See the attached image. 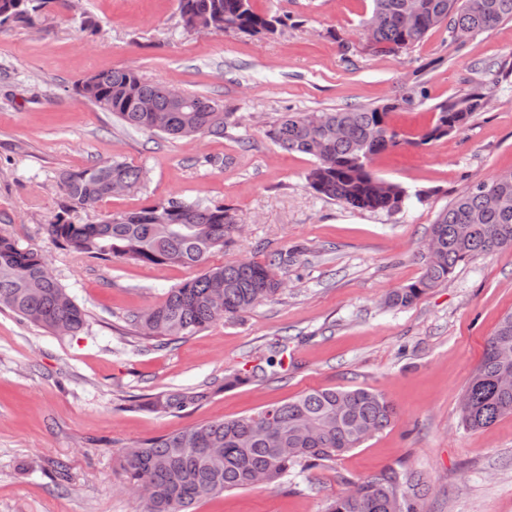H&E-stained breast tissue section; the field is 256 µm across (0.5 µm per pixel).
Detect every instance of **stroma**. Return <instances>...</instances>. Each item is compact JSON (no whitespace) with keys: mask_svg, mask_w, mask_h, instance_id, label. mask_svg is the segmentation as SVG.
<instances>
[{"mask_svg":"<svg viewBox=\"0 0 512 512\" xmlns=\"http://www.w3.org/2000/svg\"><path fill=\"white\" fill-rule=\"evenodd\" d=\"M252 4L287 16V27L273 36L192 32L177 0H75L50 6L35 26H0V235L41 253L87 319L61 335L0 311V512H140L138 496L120 487L121 449L330 387L382 392L396 409L390 426L326 466L224 492L194 512H325L352 482L388 467L423 476L424 512H512V415L479 430L460 415L486 342L512 311V248L460 263L412 306L384 303L421 275L419 253L452 199L512 170V74L464 128L413 143L434 105L467 93L484 70L512 65V21L463 43L440 27L382 55L362 35L369 0ZM111 69L207 96L232 119L220 137L126 128L74 91ZM417 85L425 100L390 115L405 143L370 164L408 191L400 213L314 193L305 182L312 158L267 135L283 113L371 107ZM116 157L140 168L141 181L72 221L171 197L232 206L242 231L214 263L291 251L283 293L166 347L138 337L131 314L196 269L106 262L61 249L46 232L65 203L63 175ZM280 344L278 374L252 377ZM231 372L251 379L223 388ZM174 388L213 395L177 416L127 402Z\"/></svg>","mask_w":512,"mask_h":512,"instance_id":"1","label":"stroma"}]
</instances>
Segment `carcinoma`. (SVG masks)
Masks as SVG:
<instances>
[{"instance_id":"cac0c4a2","label":"carcinoma","mask_w":512,"mask_h":512,"mask_svg":"<svg viewBox=\"0 0 512 512\" xmlns=\"http://www.w3.org/2000/svg\"><path fill=\"white\" fill-rule=\"evenodd\" d=\"M185 28L199 17L214 30L274 34L288 26L285 15L255 11L251 0H178ZM70 0H0V26L33 25L43 11ZM421 11L416 28L407 30L401 16L409 5ZM378 20L373 50L396 53L422 41L446 24L460 42L512 21V0H371L364 19ZM498 73L466 94L434 107L432 125L413 144L426 145L466 124L488 104ZM75 93L112 113L126 127L174 138L224 136L232 113L210 98L185 94L186 108L172 107L167 88L143 79L132 69L92 74L75 85ZM153 103L157 113L142 112L138 103ZM409 96L364 108L331 112H288L268 134L288 152L309 155L313 167L307 185L317 194L353 208L389 215L402 211L408 198L401 186L381 180L369 170L373 158L407 141L391 126L389 115L412 105ZM142 171L114 159L67 174L66 204L46 226L63 249L103 261L123 258L138 264L200 267L201 273L170 289L165 300L133 315L139 334L169 345L211 324L234 319L282 293L285 281L277 270L288 266L284 254L265 263L253 260L210 263L213 253L234 242L240 232L236 211L224 204L169 198L136 212L116 213L96 223L76 224L70 214L94 207L112 195L111 184L128 188ZM436 248L420 254L422 274L387 295L385 305L408 307L447 281L456 266L478 254L512 247V177L497 175L463 189L430 229ZM0 308L43 328L74 334L84 329L86 313L60 283L45 258L18 241L0 235ZM512 313L505 314L488 338L482 360L460 403L470 429L491 426L512 415ZM210 397L204 389H178L154 394L141 407L177 416ZM394 416L387 397L367 388L311 390L286 402L270 403L252 415L214 420L145 439L120 456L123 484L146 486L150 501L143 512H190L194 504L226 491L263 484L276 486L293 471L323 465L360 447L385 430ZM429 487L421 474L386 468L357 483L356 493L339 496L326 512H420Z\"/></svg>"}]
</instances>
